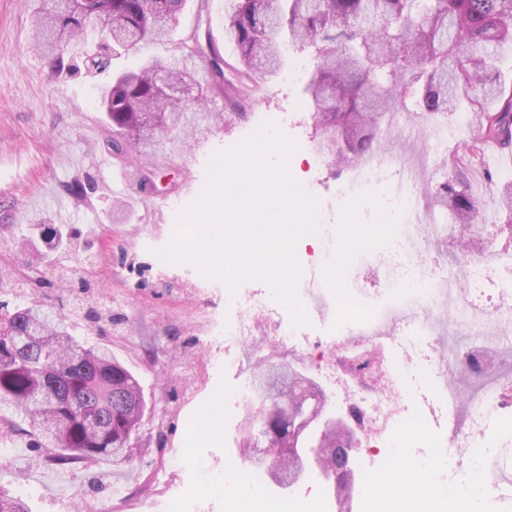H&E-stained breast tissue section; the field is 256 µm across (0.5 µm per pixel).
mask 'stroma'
<instances>
[{
	"mask_svg": "<svg viewBox=\"0 0 512 512\" xmlns=\"http://www.w3.org/2000/svg\"><path fill=\"white\" fill-rule=\"evenodd\" d=\"M37 7V0H0V304L14 307L34 298L65 315L79 341L108 347L137 376L147 411L129 465L53 468L44 464L43 449L29 447L28 437L0 435V486H33L27 497L31 512H71L80 499L121 512H169L174 505L181 512H235L202 485L194 466L199 458L216 473L245 465L236 445L244 408L220 403L219 390H233L257 363L291 364L318 386L328 405H336L339 395L318 366L356 352L376 354L395 380L410 371L419 378L429 374L424 361L407 367L390 339L370 336L355 348L348 333L353 323L374 318L393 302L384 261L357 267L341 249L347 226L378 236L373 213L388 198L391 180L383 174L359 182L357 167H339L319 155L302 84H285L277 74L251 76L233 97L212 94L210 108L223 118L209 127L150 149L133 144L113 155L110 126L100 109L101 77L84 69L52 76L49 61L32 46ZM227 9V0H188L169 43L137 46L117 67L169 56L175 43L198 27L210 31L225 73L234 74L240 65L236 45L224 31ZM494 108L491 102L461 100L459 110L469 117L462 129L455 116L418 113L401 102L390 113L375 151L410 154L420 169L427 221L447 223L448 208L437 202L436 188L452 175V159L483 113ZM280 112L288 115L285 133L305 146L292 156L290 171L319 199L330 228L328 243L295 248L302 268H321V285L306 309L311 344L301 354L279 345L272 321L263 316L256 320L255 340L225 344V285L156 254L176 233L177 204L200 193L211 154ZM429 127L449 134L422 139L421 130ZM506 154L512 156V147L487 145L484 170L466 175L478 202L474 241L466 250L496 262L505 281L512 280V235L505 229L501 195L512 176V163L502 160ZM147 173L165 205L146 204L140 180ZM43 224L78 231L79 238L47 251L39 231ZM39 253L43 262L30 268ZM228 351L238 355V368H225ZM440 432L436 425L411 420L400 436L413 445L402 449L403 465L387 469L376 466L382 438L363 435L353 457L374 484L366 494L353 490V512H366L368 495L384 499L389 512H448L447 482H434L426 493L405 468L418 456L417 443Z\"/></svg>",
	"mask_w": 512,
	"mask_h": 512,
	"instance_id": "obj_1",
	"label": "stroma"
}]
</instances>
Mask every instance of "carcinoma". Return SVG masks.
Returning <instances> with one entry per match:
<instances>
[{
  "label": "carcinoma",
  "instance_id": "carcinoma-1",
  "mask_svg": "<svg viewBox=\"0 0 512 512\" xmlns=\"http://www.w3.org/2000/svg\"><path fill=\"white\" fill-rule=\"evenodd\" d=\"M185 0H61L42 8L35 46L50 55L56 74L81 59L90 71L105 73L112 61L142 43L168 37L179 23ZM98 33L87 46L88 30ZM225 30L238 48L242 74L274 72L290 44L314 48L317 66L304 87L309 108L319 118L316 149L336 157L332 141L345 139L358 162L373 153L380 124L396 98L410 95L431 114L456 111L458 98L473 103L493 97L499 103L484 114L476 136L458 153L454 167H481L482 145H512V91L495 71L498 48L512 44V0H230ZM199 45L190 33L163 60L146 62L112 76L100 102L112 126L115 154L133 141L145 147L163 143L175 130H197L221 119L208 110L209 93L236 91L224 82V58L211 35ZM209 79L202 84L197 71ZM197 89L174 98L160 86ZM448 201V218L472 224L476 201L468 182L448 177L437 188ZM374 357L355 356L349 374L369 372ZM271 395L252 392L255 405L241 424L243 458L255 448L253 433L269 437L293 424L303 411L308 378L289 365L260 371ZM0 421L47 451L45 461L60 466L108 460L132 461L126 444L135 440L146 403L139 382L105 347L85 348L68 332L61 314L31 303L0 317ZM314 454L327 468L343 462L330 454L325 434L314 439ZM0 512H29L25 501L0 487Z\"/></svg>",
  "mask_w": 512,
  "mask_h": 512
}]
</instances>
